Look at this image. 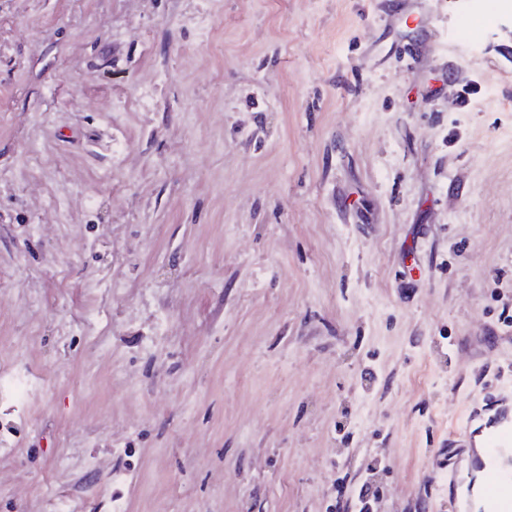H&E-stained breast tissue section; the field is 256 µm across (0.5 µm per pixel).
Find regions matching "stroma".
Segmentation results:
<instances>
[{"label":"stroma","mask_w":512,"mask_h":512,"mask_svg":"<svg viewBox=\"0 0 512 512\" xmlns=\"http://www.w3.org/2000/svg\"><path fill=\"white\" fill-rule=\"evenodd\" d=\"M0 0V512H452L512 394V16ZM500 0H473L470 13L464 18L461 26L450 34L452 40L460 42L476 50L479 41L473 36L472 28L482 25L485 28L492 25L497 18ZM28 382L22 373H14L0 378V396L20 401L24 398Z\"/></svg>","instance_id":"obj_1"}]
</instances>
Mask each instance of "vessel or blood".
Returning a JSON list of instances; mask_svg holds the SVG:
<instances>
[{
	"label": "vessel or blood",
	"instance_id": "vessel-or-blood-1",
	"mask_svg": "<svg viewBox=\"0 0 512 512\" xmlns=\"http://www.w3.org/2000/svg\"><path fill=\"white\" fill-rule=\"evenodd\" d=\"M487 407L470 495L459 512H512V400L492 399Z\"/></svg>",
	"mask_w": 512,
	"mask_h": 512
}]
</instances>
